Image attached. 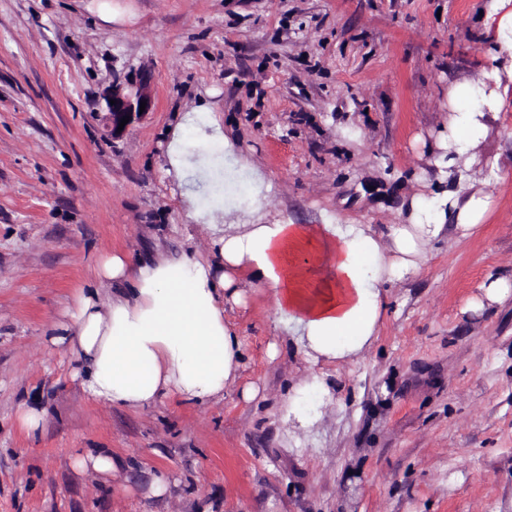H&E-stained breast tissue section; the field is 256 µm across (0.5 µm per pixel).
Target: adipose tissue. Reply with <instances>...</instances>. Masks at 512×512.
<instances>
[{
  "label": "adipose tissue",
  "mask_w": 512,
  "mask_h": 512,
  "mask_svg": "<svg viewBox=\"0 0 512 512\" xmlns=\"http://www.w3.org/2000/svg\"><path fill=\"white\" fill-rule=\"evenodd\" d=\"M484 27L493 64L449 90L448 132L432 154L446 190L406 200L403 222L384 235L368 224H230L215 233L207 257L101 255L97 287L79 289L68 320L48 330L84 393L131 412L166 400L222 402L243 361L225 311L242 304L254 281L273 288L275 314L307 359L346 364L367 353L387 285L421 271L445 226L472 238L491 210L487 194L468 191L467 163L504 107L503 82L512 83V0H491Z\"/></svg>",
  "instance_id": "ef3b65f1"
}]
</instances>
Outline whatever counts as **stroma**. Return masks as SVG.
Returning <instances> with one entry per match:
<instances>
[{"label":"stroma","mask_w":512,"mask_h":512,"mask_svg":"<svg viewBox=\"0 0 512 512\" xmlns=\"http://www.w3.org/2000/svg\"><path fill=\"white\" fill-rule=\"evenodd\" d=\"M114 2L124 19L0 0V512H512V297L465 310L512 276V93L472 169L494 201L483 233L430 246L357 361L296 354L273 289L253 287L228 312L244 364L223 402L130 412L88 399L45 336L113 250L206 255L216 224L401 223L402 196L438 187L449 88L490 65L488 0ZM145 74L151 111L108 136L113 80ZM198 112L235 152L194 142L173 168L169 133ZM255 168L250 209L230 193ZM25 405L37 436L15 424ZM78 448L126 466L76 472ZM160 469L173 484L154 497ZM478 293L470 300L466 311L474 314L483 312L487 307L501 303L512 296V279L488 275L478 286ZM43 422V413L35 407H22L15 415L16 426L29 437L36 436Z\"/></svg>","instance_id":"1"}]
</instances>
